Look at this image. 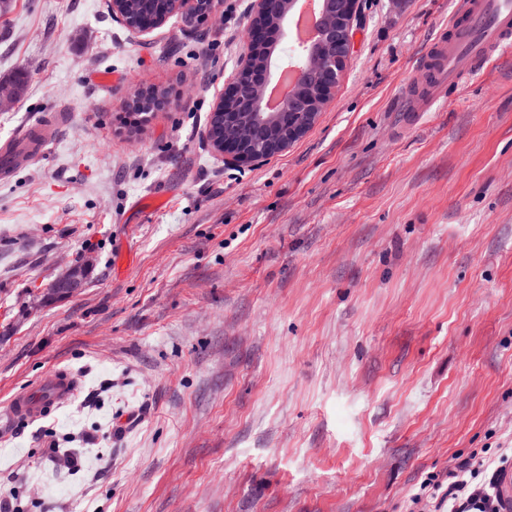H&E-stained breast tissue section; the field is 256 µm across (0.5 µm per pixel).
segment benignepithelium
Masks as SVG:
<instances>
[{"label":"benign epithelium","instance_id":"1","mask_svg":"<svg viewBox=\"0 0 512 512\" xmlns=\"http://www.w3.org/2000/svg\"><path fill=\"white\" fill-rule=\"evenodd\" d=\"M265 0H252L250 19L247 27L246 43L239 57L238 71L230 79L224 92L217 97L215 108L227 111L241 100H246L260 122L277 123L288 117L293 121L317 101H328L339 77L351 55L355 27L360 24L363 0H320L322 12L314 39L306 47V55L300 61L273 70L257 71L252 66V57L260 41L266 38L256 19L263 11ZM169 19L164 11L140 22L132 31L146 35L163 25ZM314 68L321 74L319 86L311 85L308 69ZM281 82L288 88L284 102L274 111L266 108L265 101L269 88ZM250 130L243 129L233 138L215 144L218 151L232 161L249 164L262 158L278 154L288 149L289 144L276 138L267 139L262 150L250 152L246 141ZM87 269L73 267L58 277L51 292L57 296L70 297L82 287Z\"/></svg>","mask_w":512,"mask_h":512}]
</instances>
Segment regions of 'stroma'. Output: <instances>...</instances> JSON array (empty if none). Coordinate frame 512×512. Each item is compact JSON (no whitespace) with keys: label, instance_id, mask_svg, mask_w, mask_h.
Returning a JSON list of instances; mask_svg holds the SVG:
<instances>
[{"label":"stroma","instance_id":"stroma-1","mask_svg":"<svg viewBox=\"0 0 512 512\" xmlns=\"http://www.w3.org/2000/svg\"><path fill=\"white\" fill-rule=\"evenodd\" d=\"M251 0L146 37L107 0L0 4V141L69 120L0 182V494L17 512H434L427 474L512 448V49L403 109L465 0H365L288 149L206 138ZM171 103L120 122L138 89ZM90 263L74 296L49 287ZM69 370L77 396L8 423ZM55 448H78L59 470ZM78 387L77 379L69 371L59 369L48 372L31 388L12 395L6 416L11 420L37 421L71 401Z\"/></svg>","mask_w":512,"mask_h":512}]
</instances>
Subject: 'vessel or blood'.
Returning <instances> with one entry per match:
<instances>
[{"label": "vessel or blood", "instance_id": "vessel-or-blood-1", "mask_svg": "<svg viewBox=\"0 0 512 512\" xmlns=\"http://www.w3.org/2000/svg\"><path fill=\"white\" fill-rule=\"evenodd\" d=\"M512 46V0H467L465 16L452 22L426 54L421 82L405 88L408 111L420 112L438 100L447 87L467 74L481 70L503 48ZM40 133L22 128L0 142V180L9 181L22 167L42 157L59 129L53 117L40 119ZM78 392L77 379L66 370L43 375L32 387L10 398L6 415L12 420L37 421L71 401Z\"/></svg>", "mask_w": 512, "mask_h": 512}]
</instances>
